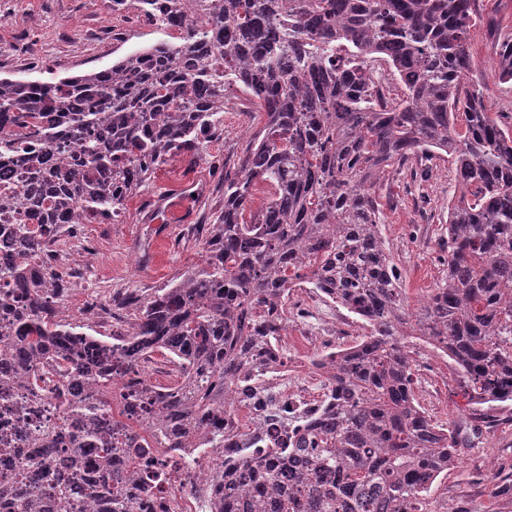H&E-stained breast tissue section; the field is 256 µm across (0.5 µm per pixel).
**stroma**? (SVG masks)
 Listing matches in <instances>:
<instances>
[{
  "mask_svg": "<svg viewBox=\"0 0 512 512\" xmlns=\"http://www.w3.org/2000/svg\"><path fill=\"white\" fill-rule=\"evenodd\" d=\"M138 0L103 8L101 0H0V77L41 79L80 76L111 66L144 46L178 35L145 26ZM512 32V0H480L468 42L487 100L512 128V85L499 83L496 30ZM246 95L232 88L224 101V129L198 156H175L131 195L116 224H79L74 235L82 254L71 262L61 308L103 335L115 321L132 322L136 310L115 307L129 291L148 297L201 263L209 224L224 201V171L235 167L259 129ZM454 170L448 160L412 157L405 170L386 171L376 186L380 230L411 302L442 285L446 275L438 242L448 235V202ZM288 367L306 387V398H323L324 378L310 358L350 347L369 334L368 324L345 308L321 305L315 289L293 290L287 306ZM336 321L328 344L310 334L323 320ZM416 365V398L439 424L464 418L469 407L456 364L432 346L407 338ZM497 425L472 440L448 473L434 482L427 512H512V401L498 404Z\"/></svg>",
  "mask_w": 512,
  "mask_h": 512,
  "instance_id": "35a3bbf8",
  "label": "stroma"
}]
</instances>
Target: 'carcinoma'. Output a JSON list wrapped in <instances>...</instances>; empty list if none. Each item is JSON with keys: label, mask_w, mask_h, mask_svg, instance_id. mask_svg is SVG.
<instances>
[{"label": "carcinoma", "mask_w": 512, "mask_h": 512, "mask_svg": "<svg viewBox=\"0 0 512 512\" xmlns=\"http://www.w3.org/2000/svg\"><path fill=\"white\" fill-rule=\"evenodd\" d=\"M185 16L179 43L157 42L111 67L56 82L0 78L3 225L19 259L0 264V391L19 383L51 400L57 424L85 426L69 448L32 436L37 472L0 478V512H73L60 461L94 492L93 512L166 504L192 458L216 452L206 512H423L467 433L512 401V131L473 78L468 30L479 0H139ZM206 16L212 26L197 19ZM496 77L512 82V34L499 38ZM241 86L261 129L210 225L201 265L150 297L130 296V329L103 340L61 317L69 282L46 286L66 215L121 216L124 202L169 158L199 153ZM419 153L453 159L448 274L412 305L379 224L376 185ZM271 197L249 211L255 186ZM30 220L20 223L21 215ZM314 286L370 326L356 345L314 363L327 398L288 434L235 429L246 454L224 468L231 438L214 427L259 366L252 351L285 324L292 285ZM452 359L470 412L444 427L415 402L404 339ZM162 354L176 380L156 385L142 364Z\"/></svg>", "instance_id": "cac0c4a2"}]
</instances>
